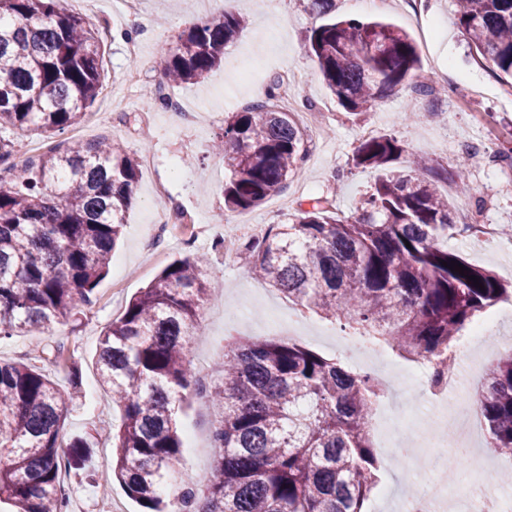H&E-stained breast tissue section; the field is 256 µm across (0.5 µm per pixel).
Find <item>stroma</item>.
I'll use <instances>...</instances> for the list:
<instances>
[{"label": "stroma", "mask_w": 512, "mask_h": 512, "mask_svg": "<svg viewBox=\"0 0 512 512\" xmlns=\"http://www.w3.org/2000/svg\"><path fill=\"white\" fill-rule=\"evenodd\" d=\"M140 14L127 12L123 0H97L100 17L96 22L102 38L103 84L99 96L87 109L76 129L66 130L60 139H47L27 128H10L0 136L14 142L12 161L17 173H24L35 154L56 146L58 141L91 142L109 140L119 144L140 161L139 179L132 206L106 277L97 287V301L82 309L73 320L40 329H24L0 339V361L25 359L55 382L62 392L70 390V370L78 368L80 386L76 398L67 404L63 436L89 438L95 448L94 465L101 474L112 471V426L120 413L112 396L100 384L96 360L99 338L112 320L121 316L126 303L153 281L171 262L205 255L210 259V299L201 310L202 327L190 339L188 369L197 380L219 379L218 364L229 333L258 338L270 337L266 327L270 310L288 315L301 326L296 343L326 355L336 354L341 330L336 322L303 313L281 293L254 278L240 260H225L214 251L216 239L235 241L254 235L256 226L283 224L309 197L335 198L339 215L353 216L378 178L376 170L355 166L358 136L363 128L395 136L407 153L425 154L435 163L452 168L467 158L465 172L471 186L469 195H459L453 184H445L448 209L455 224L512 225V89L489 72L485 63L472 58L469 40L457 19L455 0H429L427 12L415 15L401 0H378L362 5L358 0H336V13L362 21L384 20L407 32L415 42L422 76L431 77L436 91L418 93L412 84L398 86L368 110L347 112L327 89L310 57L305 35L317 26L304 0H282L279 11L268 14L263 0H233L229 6L212 5L214 14L229 10L243 15L248 25L224 50L223 65L197 84L163 85L162 67L167 49L202 10L199 0H141ZM140 43L137 60L126 54L129 39ZM141 69L144 85H129L125 73ZM455 72L454 81L442 73ZM299 84V96L307 105L320 134L306 141L308 158L300 177L261 206L242 213L224 209V158L211 150L221 134L227 113L264 100L270 86L282 76ZM179 100L195 111L197 120L188 125L177 111L163 107L162 98ZM164 193H157L155 182ZM308 194H297L298 184ZM199 213L203 225L194 240H185L180 227H172L158 238L159 257L143 265V243L160 218L172 209ZM448 247L472 264L492 269L500 279L512 282V251L488 254L460 233L448 240ZM237 322L235 331L224 326L225 316ZM64 346L70 359L57 365L45 359L43 350ZM463 420L459 404L448 406L447 415H431L421 431L394 429L391 447L381 449L384 462L381 487L390 488L382 508L401 502L405 496L408 460L404 448L418 449L425 461L423 473L437 477L444 469L431 449L422 445L445 418ZM176 427L186 446L176 474L189 483H200L214 467L215 450L211 431L218 420L210 404L190 396L178 409ZM63 489L69 512H140V506L120 486L104 492L72 474H65Z\"/></svg>", "instance_id": "1"}]
</instances>
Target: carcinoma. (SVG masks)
I'll return each mask as SVG.
<instances>
[{"mask_svg": "<svg viewBox=\"0 0 512 512\" xmlns=\"http://www.w3.org/2000/svg\"><path fill=\"white\" fill-rule=\"evenodd\" d=\"M306 3L322 19L305 37L308 51L347 111L358 114L409 80L433 91L419 80V54L405 32L340 18L335 0ZM56 5L0 0V130L32 126L51 138L100 94L99 30ZM457 15L472 53L512 87V0H457ZM246 25L232 13L199 18L167 53L164 78L205 80ZM369 41L378 42L372 54L361 49ZM277 87L224 119L217 147L229 211L262 204L305 160L300 128L274 104ZM14 148L0 137V338L95 303L138 174L120 146L77 141L18 175ZM403 152L388 134L360 144L355 164L384 175L356 216L312 198L291 223L269 225L238 250L259 280L307 311L356 336H380L403 359L432 362L512 287L448 249L454 225L440 183L451 179L468 194L462 170L416 158L411 173L398 175ZM206 267L203 256L167 265L100 338L97 370L121 415L110 478L94 469L87 440L63 443L66 399L55 384L22 360L0 362V503L11 512H67L65 471L93 484L116 478L144 512H370L381 460L368 433L377 387L366 374L294 342L241 336L224 350L221 380H189L187 345L209 296ZM190 392L219 413L216 464L205 488L167 495L182 448L173 414ZM477 412L494 453L512 454V350L488 369Z\"/></svg>", "mask_w": 512, "mask_h": 512, "instance_id": "carcinoma-1", "label": "carcinoma"}]
</instances>
